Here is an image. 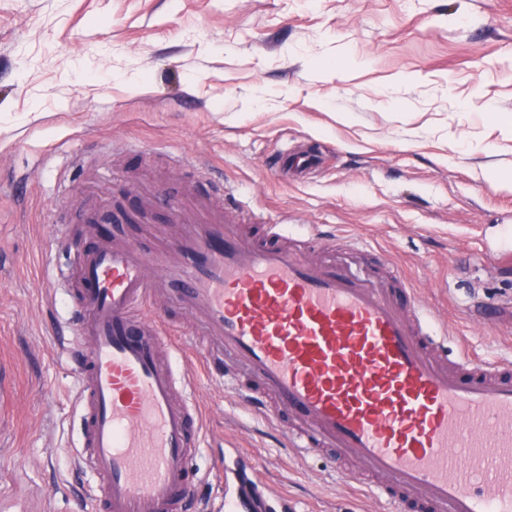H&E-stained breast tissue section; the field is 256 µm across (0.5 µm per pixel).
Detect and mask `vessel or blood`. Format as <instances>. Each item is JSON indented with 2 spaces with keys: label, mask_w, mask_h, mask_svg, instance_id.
<instances>
[{
  "label": "vessel or blood",
  "mask_w": 512,
  "mask_h": 512,
  "mask_svg": "<svg viewBox=\"0 0 512 512\" xmlns=\"http://www.w3.org/2000/svg\"><path fill=\"white\" fill-rule=\"evenodd\" d=\"M176 230L142 232L75 262L80 305V466L103 512H184L201 446L189 385L170 361L166 320L143 314L152 289L210 343L209 372L268 421L287 410L289 443L358 461L390 512H512V360L448 355L428 313L389 286L285 244L229 228L197 188L159 199ZM244 378L224 374L223 359ZM234 512H286L244 468L225 473Z\"/></svg>",
  "instance_id": "b4317fda"
}]
</instances>
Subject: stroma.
<instances>
[{"mask_svg":"<svg viewBox=\"0 0 512 512\" xmlns=\"http://www.w3.org/2000/svg\"><path fill=\"white\" fill-rule=\"evenodd\" d=\"M512 0H0V512H100L79 468L65 264L116 241L102 215L223 184L230 225L310 229L321 262L397 275L476 356L512 324L466 311L512 302ZM318 147L306 178L277 154ZM367 240L375 255L360 254ZM172 363L202 416L189 463L202 512H225L224 456L253 459L296 512H385L359 468L300 458L201 356Z\"/></svg>","mask_w":512,"mask_h":512,"instance_id":"stroma-1","label":"stroma"}]
</instances>
